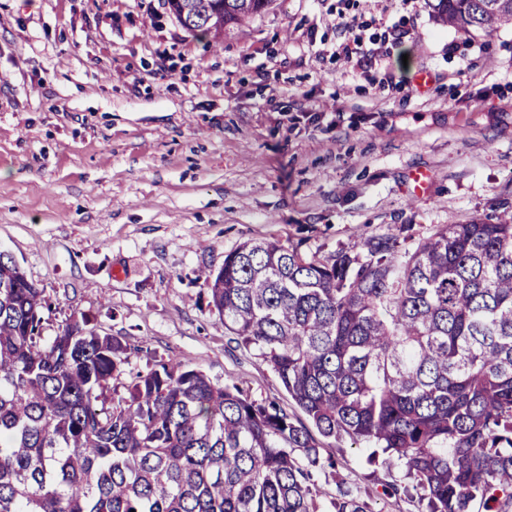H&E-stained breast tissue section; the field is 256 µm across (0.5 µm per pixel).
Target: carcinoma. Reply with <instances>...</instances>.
Here are the masks:
<instances>
[{"mask_svg": "<svg viewBox=\"0 0 512 512\" xmlns=\"http://www.w3.org/2000/svg\"><path fill=\"white\" fill-rule=\"evenodd\" d=\"M273 2L167 0L216 43ZM426 4L465 35L512 26V0ZM203 278L307 422L180 363L128 373L139 348L84 314L43 335L53 303L0 251V512H370L313 478L346 439L396 458L388 496L512 512V210L325 260L251 239Z\"/></svg>", "mask_w": 512, "mask_h": 512, "instance_id": "carcinoma-1", "label": "carcinoma"}]
</instances>
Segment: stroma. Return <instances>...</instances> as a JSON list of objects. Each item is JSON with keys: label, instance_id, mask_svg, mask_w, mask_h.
I'll use <instances>...</instances> for the list:
<instances>
[{"label": "stroma", "instance_id": "obj_1", "mask_svg": "<svg viewBox=\"0 0 512 512\" xmlns=\"http://www.w3.org/2000/svg\"><path fill=\"white\" fill-rule=\"evenodd\" d=\"M362 38L405 30L383 67L336 53V15ZM427 187L413 197V177ZM512 206V26L468 36L425 0H276L222 44L166 0H0V251L44 288L58 325L85 313L253 400L293 405L230 343L200 270L250 239L327 258L363 237L494 221ZM371 512L396 461L325 449Z\"/></svg>", "mask_w": 512, "mask_h": 512}]
</instances>
